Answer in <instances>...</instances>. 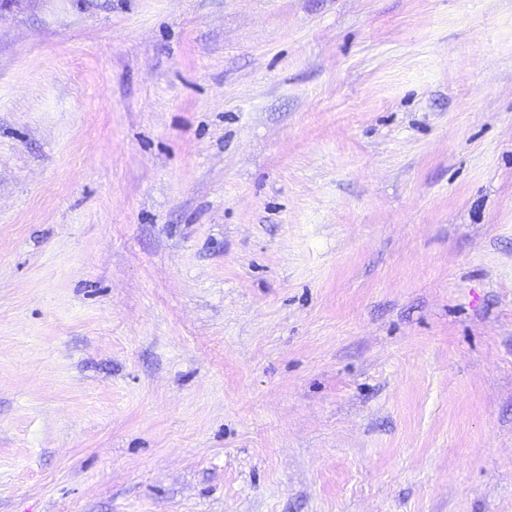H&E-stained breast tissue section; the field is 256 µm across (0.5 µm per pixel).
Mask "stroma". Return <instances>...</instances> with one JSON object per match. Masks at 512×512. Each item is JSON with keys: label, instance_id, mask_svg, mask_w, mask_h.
I'll list each match as a JSON object with an SVG mask.
<instances>
[{"label": "stroma", "instance_id": "1", "mask_svg": "<svg viewBox=\"0 0 512 512\" xmlns=\"http://www.w3.org/2000/svg\"><path fill=\"white\" fill-rule=\"evenodd\" d=\"M0 512H512V0H0Z\"/></svg>", "mask_w": 512, "mask_h": 512}]
</instances>
